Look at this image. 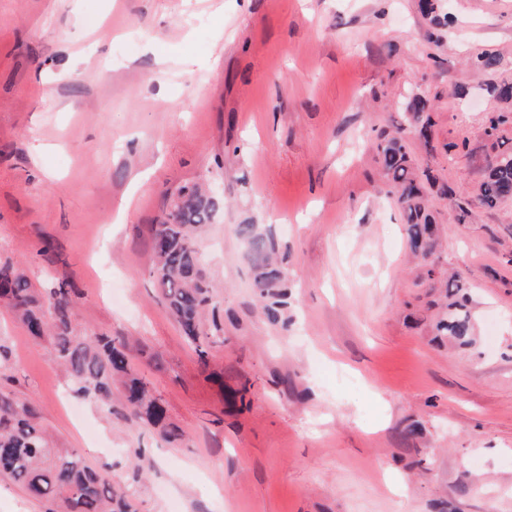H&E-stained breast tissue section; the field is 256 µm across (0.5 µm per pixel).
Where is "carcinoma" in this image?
Masks as SVG:
<instances>
[{"instance_id": "carcinoma-1", "label": "carcinoma", "mask_w": 512, "mask_h": 512, "mask_svg": "<svg viewBox=\"0 0 512 512\" xmlns=\"http://www.w3.org/2000/svg\"><path fill=\"white\" fill-rule=\"evenodd\" d=\"M421 13L435 26L448 24L439 0H420ZM427 102L412 95L406 101L410 127L421 144L430 147L431 119L423 118ZM383 174L391 187L405 224L407 243L421 258L423 276L434 279L439 228L427 195L412 166L404 131L377 144ZM512 199V153L502 154L486 169L480 203L493 208ZM215 201L199 188L183 190L163 223L153 229L150 276L162 301L194 346L202 369L209 367L213 348L224 345V328L217 320L206 326L214 308L213 286L199 251V234L212 222ZM251 264L253 285L269 321L278 323L288 308V277L279 264L273 242L254 224L238 226ZM446 312L433 332L460 348L474 345L469 299L455 277L441 283ZM0 298L5 299L20 326L34 339L48 343L51 360L65 373L72 390L93 399L112 413L115 404L126 409L129 422L159 429L168 441L179 437L167 422L166 410L150 383L136 374L130 355L137 341L128 337L83 336L75 324L70 291L57 288L38 294L26 277L9 263L0 265ZM0 477L11 480L46 507L45 512H136L135 488L116 490L112 482L90 467L72 448H57L39 422L32 402L0 396Z\"/></svg>"}]
</instances>
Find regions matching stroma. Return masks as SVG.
Wrapping results in <instances>:
<instances>
[{"label":"stroma","mask_w":512,"mask_h":512,"mask_svg":"<svg viewBox=\"0 0 512 512\" xmlns=\"http://www.w3.org/2000/svg\"><path fill=\"white\" fill-rule=\"evenodd\" d=\"M441 4L445 27L418 0H0V264L70 289L84 335L135 337L182 437L74 395L1 301L0 391L113 485L141 471L138 512H512V200L477 199L512 151V107L486 90L512 83V0ZM415 93L432 148L407 140L437 178V266L470 295V349L432 335L377 155ZM194 185L216 203L199 249L224 327L205 369L148 274L152 226ZM241 224L278 246L288 326L257 298ZM245 383L249 409L225 405Z\"/></svg>","instance_id":"35a3bbf8"}]
</instances>
